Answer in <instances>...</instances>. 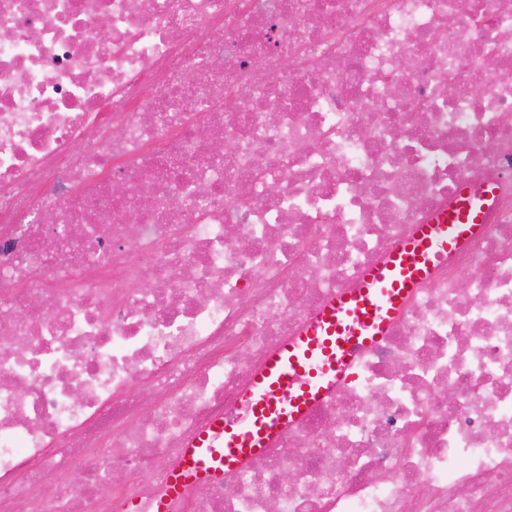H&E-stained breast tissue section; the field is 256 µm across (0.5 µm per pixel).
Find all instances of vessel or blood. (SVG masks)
<instances>
[{
    "label": "vessel or blood",
    "instance_id": "obj_1",
    "mask_svg": "<svg viewBox=\"0 0 512 512\" xmlns=\"http://www.w3.org/2000/svg\"><path fill=\"white\" fill-rule=\"evenodd\" d=\"M492 196L489 189L478 195L461 190L432 222L416 225L384 263L365 270L358 288L331 296L297 336L270 352L242 394L245 420L231 424L215 415L185 443L156 512H167L169 501L190 487L243 466L330 394L358 352L381 340L438 259L480 230Z\"/></svg>",
    "mask_w": 512,
    "mask_h": 512
}]
</instances>
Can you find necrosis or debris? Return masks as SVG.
Returning <instances> with one entry per match:
<instances>
[{"label": "necrosis or debris", "instance_id": "necrosis-or-debris-1", "mask_svg": "<svg viewBox=\"0 0 512 512\" xmlns=\"http://www.w3.org/2000/svg\"><path fill=\"white\" fill-rule=\"evenodd\" d=\"M463 186L498 190L481 231L168 512H512V5L0 0V512H152L266 356Z\"/></svg>", "mask_w": 512, "mask_h": 512}]
</instances>
